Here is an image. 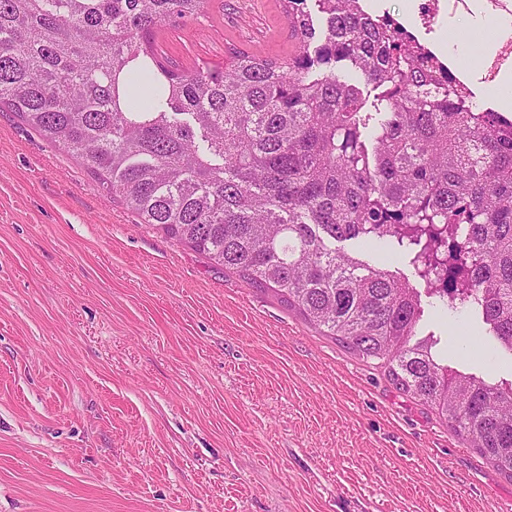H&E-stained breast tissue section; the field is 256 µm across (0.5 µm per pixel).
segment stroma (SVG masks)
Wrapping results in <instances>:
<instances>
[{"mask_svg": "<svg viewBox=\"0 0 512 512\" xmlns=\"http://www.w3.org/2000/svg\"><path fill=\"white\" fill-rule=\"evenodd\" d=\"M208 13L171 65L295 46L281 0ZM0 512H512V478L0 111Z\"/></svg>", "mask_w": 512, "mask_h": 512, "instance_id": "1", "label": "stroma"}]
</instances>
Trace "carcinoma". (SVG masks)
I'll list each match as a JSON object with an SVG mask.
<instances>
[{"label":"carcinoma","mask_w":512,"mask_h":512,"mask_svg":"<svg viewBox=\"0 0 512 512\" xmlns=\"http://www.w3.org/2000/svg\"><path fill=\"white\" fill-rule=\"evenodd\" d=\"M285 3L294 54L233 49L224 71L188 73L155 35L206 0H0V109L142 223L381 362L512 478V378L448 364L421 331L430 311L467 315L512 355V123L464 111L356 0Z\"/></svg>","instance_id":"carcinoma-1"}]
</instances>
